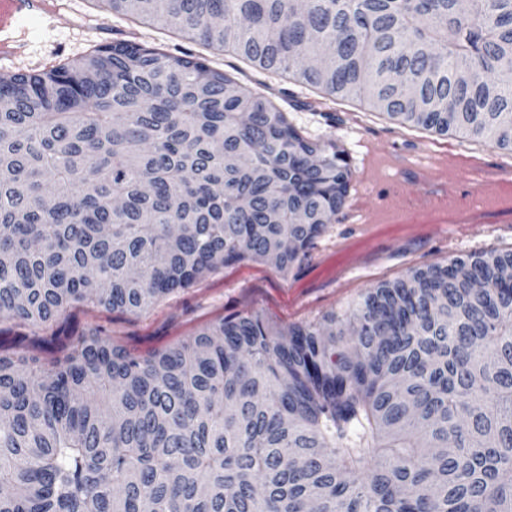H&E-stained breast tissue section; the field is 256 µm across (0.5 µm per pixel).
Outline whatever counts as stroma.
<instances>
[{
    "instance_id": "1",
    "label": "stroma",
    "mask_w": 512,
    "mask_h": 512,
    "mask_svg": "<svg viewBox=\"0 0 512 512\" xmlns=\"http://www.w3.org/2000/svg\"><path fill=\"white\" fill-rule=\"evenodd\" d=\"M56 41L27 50L2 72L41 70L84 55L92 46L130 40L188 50L238 83L262 87L289 119L313 137H331L349 158L346 203L313 247L290 270L242 260L218 267L192 287L173 291L140 313L77 303L48 326L0 320V355L61 357L78 338L97 335L145 356L170 347L238 312L258 311L286 328L343 312L369 288L410 271L453 259L512 250V216L494 200L471 165L491 172L512 167V153L488 139L442 136L390 120L356 99L332 100L314 87L252 68L240 58L206 48L157 26L102 17L93 0H60ZM448 195L470 212L465 224H394L402 207L424 213Z\"/></svg>"
}]
</instances>
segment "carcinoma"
Here are the masks:
<instances>
[{
  "label": "carcinoma",
  "mask_w": 512,
  "mask_h": 512,
  "mask_svg": "<svg viewBox=\"0 0 512 512\" xmlns=\"http://www.w3.org/2000/svg\"><path fill=\"white\" fill-rule=\"evenodd\" d=\"M403 124L512 152V0H96ZM0 319L141 312L288 270L344 206L336 140L204 58L128 41L0 72ZM512 251L148 356L0 355V512H512Z\"/></svg>",
  "instance_id": "1"
}]
</instances>
